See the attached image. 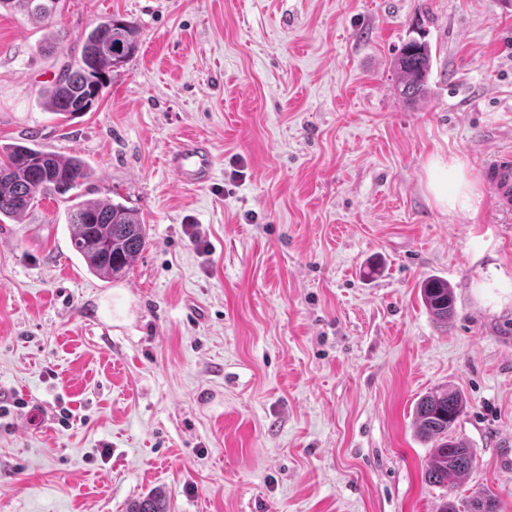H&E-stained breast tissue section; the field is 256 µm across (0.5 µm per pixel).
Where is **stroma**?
Instances as JSON below:
<instances>
[{"label":"stroma","mask_w":512,"mask_h":512,"mask_svg":"<svg viewBox=\"0 0 512 512\" xmlns=\"http://www.w3.org/2000/svg\"><path fill=\"white\" fill-rule=\"evenodd\" d=\"M112 14L138 51L57 119L41 90ZM411 39L433 56L413 104L392 67ZM189 135L216 158L198 188L166 165ZM28 140L81 157L84 198L136 209L151 244L104 281L68 200L0 220V512L152 491L167 512H466L486 487L512 512V212L482 175L512 151V0H63L48 28L1 9L0 144ZM456 158L476 210L427 189ZM448 386L475 456L451 490L414 427ZM422 298L433 318L447 326L455 315V295L448 281L429 278L421 285Z\"/></svg>","instance_id":"1"}]
</instances>
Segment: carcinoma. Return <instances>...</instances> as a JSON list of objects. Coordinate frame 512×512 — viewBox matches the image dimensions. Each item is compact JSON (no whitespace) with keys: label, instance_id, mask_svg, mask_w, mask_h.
I'll use <instances>...</instances> for the list:
<instances>
[{"label":"carcinoma","instance_id":"1","mask_svg":"<svg viewBox=\"0 0 512 512\" xmlns=\"http://www.w3.org/2000/svg\"><path fill=\"white\" fill-rule=\"evenodd\" d=\"M61 0H0V8L13 9L37 25L53 24ZM138 30L133 22L112 15L84 33L81 55L66 62L54 82L42 91L44 104L65 120L78 115L83 103L101 98L110 73L138 50ZM112 49H107V45ZM397 91L416 102L428 93L432 56L417 39L403 44L393 60ZM94 176L78 156H65L38 144L0 145V217L23 215L38 196H64L82 188ZM67 211L74 250L92 274L108 281L127 272L149 245L138 212L110 199L80 200ZM422 298L433 318L448 325L455 315V295L448 281L429 278L421 285ZM466 408L456 389L440 388L423 395L414 411L417 435L432 444L425 467L429 483L449 490L455 480L470 473L475 457L469 444L451 436V429ZM497 495L486 490L472 496L468 512H498ZM127 512H165L162 496L151 493L133 501Z\"/></svg>","mask_w":512,"mask_h":512}]
</instances>
